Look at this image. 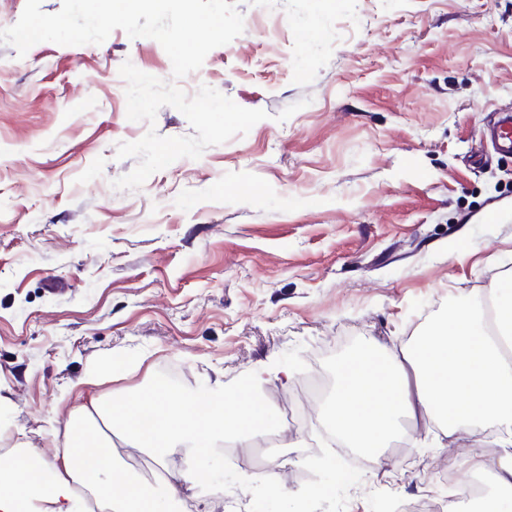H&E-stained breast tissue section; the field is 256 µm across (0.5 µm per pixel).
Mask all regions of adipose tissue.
Masks as SVG:
<instances>
[{"instance_id": "obj_1", "label": "adipose tissue", "mask_w": 512, "mask_h": 512, "mask_svg": "<svg viewBox=\"0 0 512 512\" xmlns=\"http://www.w3.org/2000/svg\"><path fill=\"white\" fill-rule=\"evenodd\" d=\"M332 373L322 418L341 447L380 460L406 414L426 413L449 434L478 435L493 423L503 450L474 466L512 490V279L497 282L484 312L458 306L413 348L353 351ZM99 383L96 372L82 379L81 401L63 426L62 465L47 482L37 483L22 460L0 468V486L10 489L0 493V512H23L34 496L39 512H160L154 484L116 468L114 437L134 448H181L191 458L218 447L228 431L247 440L270 428L263 399L247 390L229 398L219 384L201 401L152 384L107 397L97 393Z\"/></svg>"}]
</instances>
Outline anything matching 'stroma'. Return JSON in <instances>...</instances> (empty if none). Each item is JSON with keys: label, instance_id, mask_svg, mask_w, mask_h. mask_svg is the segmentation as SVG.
I'll list each match as a JSON object with an SVG mask.
<instances>
[{"label": "stroma", "instance_id": "obj_1", "mask_svg": "<svg viewBox=\"0 0 512 512\" xmlns=\"http://www.w3.org/2000/svg\"><path fill=\"white\" fill-rule=\"evenodd\" d=\"M244 31L174 78L161 44L0 43V466L54 460L77 383L235 394L252 370L276 446L202 452L164 512H378L449 501L445 436L400 419L358 483L324 470L305 383L346 352L411 348L512 274V154L477 150L512 109V0H239ZM150 81H143V74ZM294 482L272 490L254 461Z\"/></svg>", "mask_w": 512, "mask_h": 512}]
</instances>
